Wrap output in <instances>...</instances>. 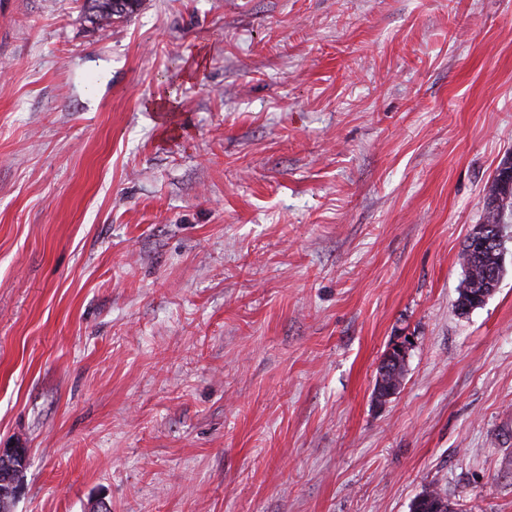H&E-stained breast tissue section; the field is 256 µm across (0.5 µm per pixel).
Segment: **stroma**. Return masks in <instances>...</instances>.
Masks as SVG:
<instances>
[{"mask_svg":"<svg viewBox=\"0 0 512 512\" xmlns=\"http://www.w3.org/2000/svg\"><path fill=\"white\" fill-rule=\"evenodd\" d=\"M84 4L0 0L12 512H512V0ZM92 22L101 28L109 26L113 19L131 17L141 5L140 0H86ZM494 179L502 185L512 187V156H509L496 170ZM497 181L492 180L485 194L484 221L472 236L469 235L460 253V259L465 268V277L458 289L457 306L460 309H467L474 304L476 295L479 292H486L489 296L499 283L490 277V272L495 268L497 256L501 251L494 248H501L500 224H505L508 212L512 208V194L508 202L499 198L497 193ZM492 202L489 203V200ZM493 204V206H492ZM483 230L486 235L497 240L496 245L482 248L476 243ZM500 237V238H499ZM9 455L17 459L19 464H15L7 471H0V493H9L12 498L2 500L0 497V512H10V506L22 489V482L19 478V472L23 466L27 465V451L24 448H0V457ZM418 497L421 500L417 504L413 501L411 512H455L447 494L437 487L429 489Z\"/></svg>","mask_w":512,"mask_h":512,"instance_id":"1","label":"stroma"}]
</instances>
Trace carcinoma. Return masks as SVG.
<instances>
[{
	"instance_id": "obj_1",
	"label": "carcinoma",
	"mask_w": 512,
	"mask_h": 512,
	"mask_svg": "<svg viewBox=\"0 0 512 512\" xmlns=\"http://www.w3.org/2000/svg\"><path fill=\"white\" fill-rule=\"evenodd\" d=\"M87 10L92 22L104 28L113 20L130 17L137 12L141 0H87ZM512 211V197L509 201L498 197L497 182L491 181L485 194L484 221L467 241L460 253L465 268V277L459 285L457 306L466 309L474 304L476 295L482 291L491 293L497 284L493 283L490 272L495 268L500 251L490 246L481 247L477 238L486 234L497 240L500 225L506 223L508 212ZM411 512H455L448 495L434 487L420 495V501L411 506Z\"/></svg>"
}]
</instances>
